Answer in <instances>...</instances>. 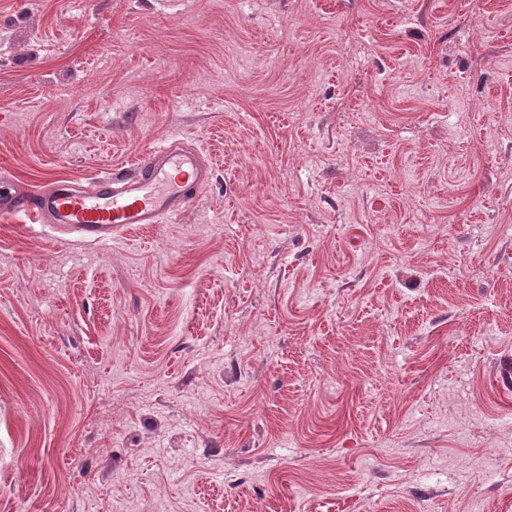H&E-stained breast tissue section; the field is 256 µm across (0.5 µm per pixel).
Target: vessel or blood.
Here are the masks:
<instances>
[{"label": "vessel or blood", "mask_w": 512, "mask_h": 512, "mask_svg": "<svg viewBox=\"0 0 512 512\" xmlns=\"http://www.w3.org/2000/svg\"><path fill=\"white\" fill-rule=\"evenodd\" d=\"M213 175L209 160L172 137L148 148L132 170L98 176L86 187L65 179L40 187L1 181L0 214L24 215L99 244L128 225L159 224L181 214Z\"/></svg>", "instance_id": "obj_1"}]
</instances>
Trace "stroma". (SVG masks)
<instances>
[{
    "mask_svg": "<svg viewBox=\"0 0 512 512\" xmlns=\"http://www.w3.org/2000/svg\"><path fill=\"white\" fill-rule=\"evenodd\" d=\"M174 135L177 217L0 216V512H512V0H0V174Z\"/></svg>",
    "mask_w": 512,
    "mask_h": 512,
    "instance_id": "stroma-1",
    "label": "stroma"
}]
</instances>
